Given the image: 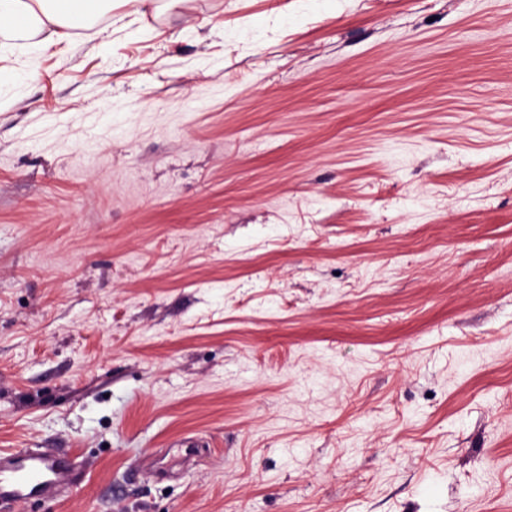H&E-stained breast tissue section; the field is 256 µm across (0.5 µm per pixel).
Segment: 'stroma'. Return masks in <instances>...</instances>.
Returning <instances> with one entry per match:
<instances>
[{"mask_svg": "<svg viewBox=\"0 0 512 512\" xmlns=\"http://www.w3.org/2000/svg\"><path fill=\"white\" fill-rule=\"evenodd\" d=\"M23 61L0 452L82 489L17 512H512V0H116Z\"/></svg>", "mask_w": 512, "mask_h": 512, "instance_id": "1", "label": "stroma"}]
</instances>
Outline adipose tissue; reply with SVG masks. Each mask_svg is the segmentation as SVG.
Listing matches in <instances>:
<instances>
[{
    "instance_id": "adipose-tissue-1",
    "label": "adipose tissue",
    "mask_w": 512,
    "mask_h": 512,
    "mask_svg": "<svg viewBox=\"0 0 512 512\" xmlns=\"http://www.w3.org/2000/svg\"><path fill=\"white\" fill-rule=\"evenodd\" d=\"M91 0H0V48L10 49V37H39L41 46L65 41L69 29L87 17Z\"/></svg>"
}]
</instances>
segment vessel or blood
Listing matches in <instances>:
<instances>
[{"mask_svg":"<svg viewBox=\"0 0 512 512\" xmlns=\"http://www.w3.org/2000/svg\"><path fill=\"white\" fill-rule=\"evenodd\" d=\"M74 460L51 449L17 448L0 456V512L46 502L73 488Z\"/></svg>","mask_w":512,"mask_h":512,"instance_id":"vessel-or-blood-1","label":"vessel or blood"}]
</instances>
